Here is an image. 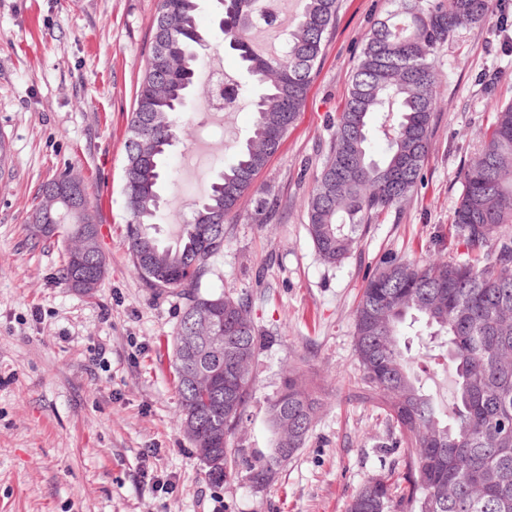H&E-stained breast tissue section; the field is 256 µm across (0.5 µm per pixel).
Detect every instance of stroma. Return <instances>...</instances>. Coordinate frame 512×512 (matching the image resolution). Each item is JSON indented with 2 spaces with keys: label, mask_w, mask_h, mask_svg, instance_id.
<instances>
[{
  "label": "stroma",
  "mask_w": 512,
  "mask_h": 512,
  "mask_svg": "<svg viewBox=\"0 0 512 512\" xmlns=\"http://www.w3.org/2000/svg\"><path fill=\"white\" fill-rule=\"evenodd\" d=\"M159 0H0V137L11 166L0 176V512H345L377 475L398 474L392 428L362 380L353 311L383 258L467 259L453 224L460 173L476 156L497 108L512 102V0L485 23L460 28L435 53L437 98L424 182L372 222L341 263H325L307 232V205L329 148L330 125L374 24L393 0H343L296 126L245 197L209 291L250 294L259 336L256 390L235 446L269 453V406L289 367L300 368L323 408L303 448L264 487L246 467L212 482L180 427L171 340L178 291L154 290L125 239L124 141ZM201 58L238 74L239 59L203 0ZM260 87L213 117L197 79L170 148L159 238L178 226L233 161L253 125ZM81 179L99 225L106 273L90 293L60 279L66 231L35 240L30 224L43 183ZM278 203L267 218L258 197ZM439 338L416 325L406 344L425 390L448 403Z\"/></svg>",
  "instance_id": "obj_1"
}]
</instances>
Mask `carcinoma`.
I'll use <instances>...</instances> for the list:
<instances>
[{
  "mask_svg": "<svg viewBox=\"0 0 512 512\" xmlns=\"http://www.w3.org/2000/svg\"><path fill=\"white\" fill-rule=\"evenodd\" d=\"M200 0H159L144 70L127 122L123 195L125 235L133 266L155 289H178L186 303L171 347L181 424L209 423L224 432L220 464L207 467L221 481L239 465L233 438L252 398V364L258 336L248 316L251 300L203 290L210 259L224 249L226 221L241 200L258 192L256 180L279 151L304 108L341 0H299V12L282 52L254 51L235 39L238 26L261 17L276 22L268 0H214L230 46L262 87L252 133L235 160L180 225L178 240L157 238L160 187L168 147L180 136L176 114L190 93L204 46ZM377 22L350 74L347 98L333 122L327 159L308 202V233L324 262L336 264L358 245L368 224L406 200L422 181L429 155L437 74L434 53L466 23L493 13V0H395ZM141 131L131 140L133 131ZM381 159L372 157L376 144ZM454 212L458 241L475 252L420 265L388 257L365 280L353 311L354 347L362 380L397 429L394 447L403 469L360 486L347 512H512V103L497 109L478 158L460 174ZM56 223L73 234L95 223L90 207L77 216L63 207ZM211 229L208 244L197 229ZM224 309L238 329L224 333V364L238 363L231 399L218 403L193 394L186 378L188 350L209 359L205 345L187 341V315ZM424 323L445 337L452 376L451 408H441L414 372L402 346L407 328ZM319 409L297 368L270 404L276 439L271 453L249 467L250 480L271 483L277 468L305 445Z\"/></svg>",
  "mask_w": 512,
  "mask_h": 512,
  "instance_id": "obj_1",
  "label": "carcinoma"
}]
</instances>
